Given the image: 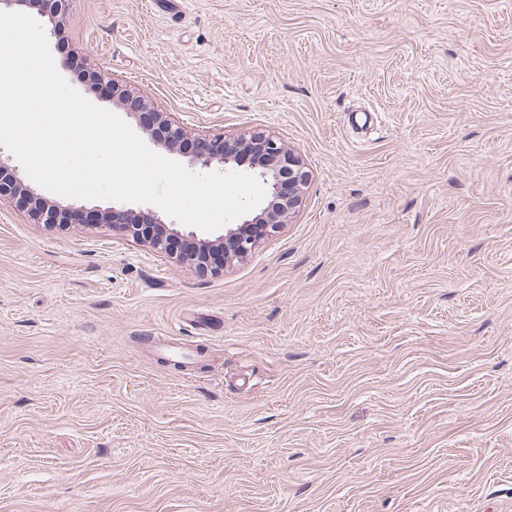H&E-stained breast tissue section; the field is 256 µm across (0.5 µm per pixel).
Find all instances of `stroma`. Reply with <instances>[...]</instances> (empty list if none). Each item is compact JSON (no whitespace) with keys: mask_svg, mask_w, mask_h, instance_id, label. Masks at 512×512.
Returning a JSON list of instances; mask_svg holds the SVG:
<instances>
[{"mask_svg":"<svg viewBox=\"0 0 512 512\" xmlns=\"http://www.w3.org/2000/svg\"><path fill=\"white\" fill-rule=\"evenodd\" d=\"M65 36L311 182L205 273L0 200V512H512V0H71Z\"/></svg>","mask_w":512,"mask_h":512,"instance_id":"1","label":"stroma"}]
</instances>
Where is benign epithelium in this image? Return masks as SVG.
<instances>
[{
  "instance_id": "obj_1",
  "label": "benign epithelium",
  "mask_w": 512,
  "mask_h": 512,
  "mask_svg": "<svg viewBox=\"0 0 512 512\" xmlns=\"http://www.w3.org/2000/svg\"><path fill=\"white\" fill-rule=\"evenodd\" d=\"M69 0H0V7L26 6L53 20L66 15ZM106 100L113 107L138 119L152 107L140 94L116 83ZM157 122L146 129L154 145L168 152L178 153L191 165L217 167L228 165L247 167L265 186L264 205L251 218L235 227H224L211 237H200L193 230H180L153 215H139L123 204H114L100 210L102 222L120 229L134 240L142 241V224L151 223L157 235L147 239L155 249L169 256L166 237L174 236L197 242L202 253L227 248L234 259L247 256L263 237L279 232L300 207L310 173L300 158L277 137L265 132H252L237 138L224 139L192 136L172 122L164 113H156ZM22 193L33 202L30 217L37 224H69L75 206L44 198L30 184L21 179L8 161L0 158V198H14Z\"/></svg>"
}]
</instances>
